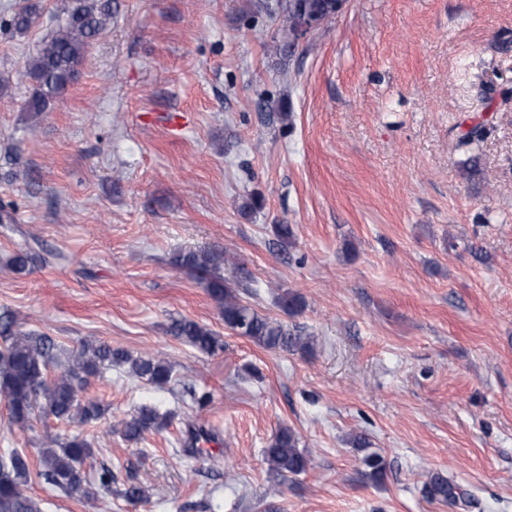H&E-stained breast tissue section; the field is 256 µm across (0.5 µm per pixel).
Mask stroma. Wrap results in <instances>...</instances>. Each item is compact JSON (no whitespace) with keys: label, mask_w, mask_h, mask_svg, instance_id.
Instances as JSON below:
<instances>
[{"label":"stroma","mask_w":512,"mask_h":512,"mask_svg":"<svg viewBox=\"0 0 512 512\" xmlns=\"http://www.w3.org/2000/svg\"><path fill=\"white\" fill-rule=\"evenodd\" d=\"M35 2L30 30L0 33V201L18 216L0 225V312L60 354L96 340L174 373L160 388L105 368L84 393L105 417L39 416L24 434L0 400V455L27 454L25 494L43 512H512V0H348L290 54L277 0H116L78 79L36 115L19 72L64 0ZM28 242L48 256L15 273ZM215 244L240 301L309 349L225 328L172 263ZM179 317L223 351L171 336ZM142 404L170 424L126 442L111 425ZM283 424L312 458L285 480L264 459ZM192 427L210 440L190 456ZM47 433L85 436L82 474L110 468L111 491L39 478ZM437 474L475 508L424 498ZM131 480L146 502L125 500ZM169 332L203 354L212 355L224 349V342L215 331L190 319H173Z\"/></svg>","instance_id":"stroma-1"}]
</instances>
